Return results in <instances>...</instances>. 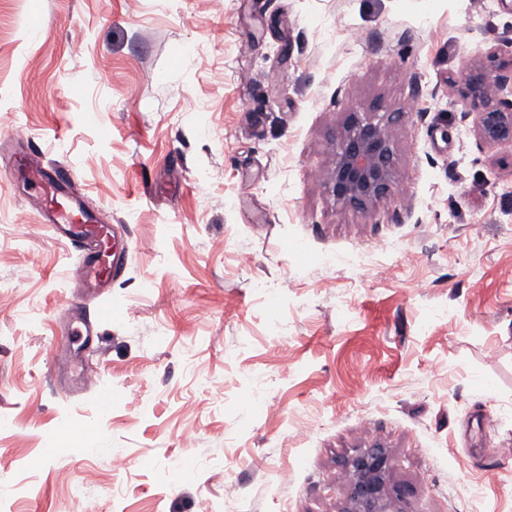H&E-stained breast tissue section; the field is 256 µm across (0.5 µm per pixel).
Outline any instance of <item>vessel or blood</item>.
Segmentation results:
<instances>
[{"label": "vessel or blood", "instance_id": "vessel-or-blood-1", "mask_svg": "<svg viewBox=\"0 0 512 512\" xmlns=\"http://www.w3.org/2000/svg\"><path fill=\"white\" fill-rule=\"evenodd\" d=\"M53 238L62 240L79 252V270L86 287L92 288L95 297L101 298L94 319L83 320L85 344H92L100 322L112 315L110 304L103 296L115 276L123 273L130 254L129 243L114 241L110 225L100 223L97 218L86 215L75 202L68 200L63 211L57 212L53 223L47 224Z\"/></svg>", "mask_w": 512, "mask_h": 512}]
</instances>
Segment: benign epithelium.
Here are the masks:
<instances>
[{"label": "benign epithelium", "instance_id": "7a95c632", "mask_svg": "<svg viewBox=\"0 0 512 512\" xmlns=\"http://www.w3.org/2000/svg\"><path fill=\"white\" fill-rule=\"evenodd\" d=\"M461 95L477 111V130L488 144L512 143V99L505 91L512 75L503 73L494 58L476 66L458 80ZM398 113L379 118L350 113L336 143L330 188L336 201L362 208L390 194L394 181V153L388 132ZM384 451L368 448L350 464L355 475L352 496L361 512H395L393 501L382 497Z\"/></svg>", "mask_w": 512, "mask_h": 512}]
</instances>
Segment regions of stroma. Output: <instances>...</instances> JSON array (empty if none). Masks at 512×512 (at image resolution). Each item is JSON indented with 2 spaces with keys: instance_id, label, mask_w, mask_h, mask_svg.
Wrapping results in <instances>:
<instances>
[{
  "instance_id": "obj_1",
  "label": "stroma",
  "mask_w": 512,
  "mask_h": 512,
  "mask_svg": "<svg viewBox=\"0 0 512 512\" xmlns=\"http://www.w3.org/2000/svg\"><path fill=\"white\" fill-rule=\"evenodd\" d=\"M491 56L512 0H0V512H351L375 445L399 512H512V145L456 84ZM353 112L402 115L364 208ZM37 160L131 245L88 348ZM350 113L336 143L330 188L337 202L362 208L390 194L394 181V153L388 132L398 112L380 118Z\"/></svg>"
}]
</instances>
